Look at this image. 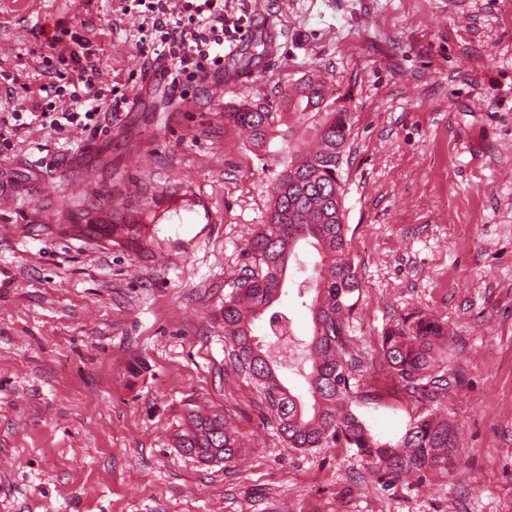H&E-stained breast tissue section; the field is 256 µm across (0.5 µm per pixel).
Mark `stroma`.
<instances>
[{
	"instance_id": "obj_1",
	"label": "stroma",
	"mask_w": 512,
	"mask_h": 512,
	"mask_svg": "<svg viewBox=\"0 0 512 512\" xmlns=\"http://www.w3.org/2000/svg\"><path fill=\"white\" fill-rule=\"evenodd\" d=\"M226 5L248 36L177 105L142 48L140 5L0 0V114L65 53L46 40L58 27L91 41L100 81L128 98L105 135L34 124L0 145L14 196L0 210V512H512V0ZM311 71L353 118V410L384 439L431 409L455 420V471L389 484L356 449L286 447L230 364L224 297L288 143L254 149L224 113L281 111ZM182 184L221 223L162 210ZM417 315L448 325V388L432 403L381 356L384 333ZM190 409L224 414L242 459L178 453Z\"/></svg>"
}]
</instances>
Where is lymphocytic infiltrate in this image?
<instances>
[{
  "instance_id": "obj_1",
  "label": "lymphocytic infiltrate",
  "mask_w": 512,
  "mask_h": 512,
  "mask_svg": "<svg viewBox=\"0 0 512 512\" xmlns=\"http://www.w3.org/2000/svg\"><path fill=\"white\" fill-rule=\"evenodd\" d=\"M184 18H174L165 0H150L155 37L153 52L163 63L161 77L172 95L203 81L224 64V52L236 49L246 37L243 18L224 13V0H184ZM75 46L67 70L46 68L33 109L43 126L53 130L78 127L97 136L106 132L103 112H117L125 96L106 97L92 60L94 51L83 35L71 33Z\"/></svg>"
}]
</instances>
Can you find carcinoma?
Returning a JSON list of instances; mask_svg holds the SVG:
<instances>
[{"instance_id": "carcinoma-1", "label": "carcinoma", "mask_w": 512, "mask_h": 512, "mask_svg": "<svg viewBox=\"0 0 512 512\" xmlns=\"http://www.w3.org/2000/svg\"><path fill=\"white\" fill-rule=\"evenodd\" d=\"M327 85L303 76L281 92L283 112L242 106L224 113V121L238 127L253 148L268 150L272 132L285 116L312 123L315 150L294 146L272 185L267 222L248 240L245 252L252 267L244 269L224 297L221 316L231 343L235 368L257 381L264 402L275 414L287 447L322 448L331 443L355 448L392 482L416 472L440 468L450 471L455 455V424L431 412L417 416L394 443L372 435L351 410L354 392L351 373L360 366L347 334L353 294L359 288L358 270L351 259L344 222L345 184L341 167L352 134L349 112L327 104ZM321 256L317 268L303 281H292L298 294L311 296V330L294 337L288 361L272 359L267 348L276 342L255 334L256 322L279 299L290 262L303 245ZM448 328L435 318L420 316L402 322L382 337L386 370L421 401H432L440 374V345ZM299 377V389L285 385L282 371ZM173 447L202 463L228 464L245 449L237 431L221 414L188 411L180 418Z\"/></svg>"}]
</instances>
